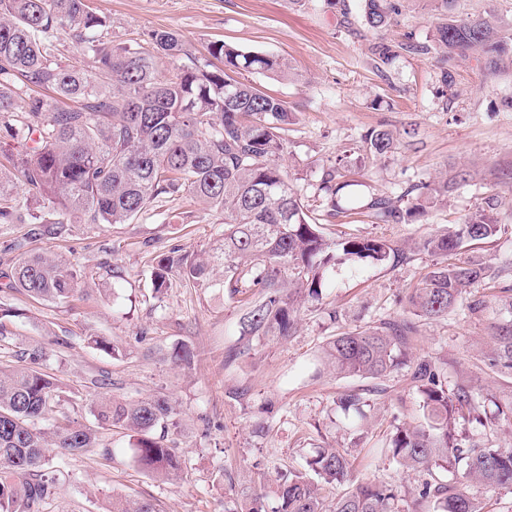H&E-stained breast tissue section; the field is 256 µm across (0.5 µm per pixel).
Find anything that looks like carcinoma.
Returning a JSON list of instances; mask_svg holds the SVG:
<instances>
[{
  "instance_id": "obj_1",
  "label": "carcinoma",
  "mask_w": 512,
  "mask_h": 512,
  "mask_svg": "<svg viewBox=\"0 0 512 512\" xmlns=\"http://www.w3.org/2000/svg\"><path fill=\"white\" fill-rule=\"evenodd\" d=\"M363 24L378 32L398 12L395 0H363ZM455 0H443L448 19L436 27V42L448 56L478 55L490 70L512 64V32H504L483 16L457 18ZM106 23L91 13L86 0H0V129L25 144L14 171L0 170V224H55L64 232L72 220L87 224H126L162 195H186L224 216V242L218 255H164L152 271V286L168 287L177 268L185 280L204 286L212 261L224 262V287L231 294L252 289L241 321L245 336L293 335L298 298L317 299L325 275L336 266V250L360 260L385 262L398 256L382 239L354 238L336 248L312 222L297 190L279 163L282 131L290 111L286 102L233 74L288 75L286 64L265 53L243 51L224 41L208 45L210 58L181 62L183 47L172 31L152 30L148 47L114 45ZM70 33L80 45L84 67L57 62L53 38ZM224 68H214L211 59ZM171 68L168 76L162 67ZM52 89L61 99L78 100L76 109L16 90L29 86ZM365 149L376 157L392 151V134L373 129ZM343 185L329 172L321 190L332 211L342 212L336 195ZM377 224H399L426 216L420 200L376 197L366 204ZM498 197L483 205L451 231L432 235L421 250L438 257L408 299L410 315L446 317L480 282L495 281L499 271L480 261L453 262L465 245L498 232ZM3 288H17L35 299L66 302L78 291L79 278L67 263L33 253L7 276ZM415 323L383 321L352 328L333 337L325 361L338 374L384 377L408 367L421 396L423 421L398 425L387 446L366 449L373 459L386 454L411 471L424 474L413 490L415 501L433 512H484L467 486L512 488V448H490L459 438L458 420L482 422L485 398L471 386L448 388L436 364H411L408 350ZM488 365L512 379V319L493 327ZM47 353L36 344L23 352L26 365L0 370V512H39L55 490L48 451L71 455L95 447L89 427L74 420L53 426L50 435L37 427L61 405L56 380L42 371ZM336 404L361 411V394L340 395ZM90 412L102 425H119L136 436L134 458L162 478H181L185 461L167 444L176 415L165 395L136 402L99 395ZM307 471L275 473L269 491L224 512H405L398 488L353 479L346 448L325 447L306 462ZM455 476L450 483L441 477ZM341 489L334 506H326L322 490ZM108 512H155L148 501H112Z\"/></svg>"
}]
</instances>
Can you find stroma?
<instances>
[{
  "instance_id": "obj_1",
  "label": "stroma",
  "mask_w": 512,
  "mask_h": 512,
  "mask_svg": "<svg viewBox=\"0 0 512 512\" xmlns=\"http://www.w3.org/2000/svg\"><path fill=\"white\" fill-rule=\"evenodd\" d=\"M105 20L116 44H132L154 29L179 34L188 57L203 58L210 42L270 53L288 65V76L250 73L246 79L284 100L293 115L286 127L282 167L308 214L331 242L350 237L383 239L407 250L403 261L383 263L339 256L319 299H306L294 336H242L245 311L224 286L216 266L206 286L172 272L155 293L151 273L171 249L197 254L218 245L220 215L184 196L162 197L126 224H72L58 235L49 224H0V277L25 254L44 251L79 274V291L66 303L36 301L0 288V309H16L0 341V366L45 344L44 371L56 378L65 416L93 428L94 448L54 454L63 471L41 512H107L112 498L149 501L156 512H224L259 490L275 468H302L321 446L358 454L384 440L399 424L421 419L420 396L406 370L384 379L340 377L324 364L323 344L347 329L407 317V299L436 258L414 251V242L461 223L498 196V234L468 250L494 266L512 260V70L489 75L475 58L449 57L435 41L447 13L441 0H399V12L381 31H367L361 0H87ZM399 45L389 63L368 51L375 38ZM452 85H445L443 74ZM395 136L386 157L367 153L371 129ZM341 171L360 199L397 198L412 185L435 184L458 170L468 184L447 198L429 199L424 218L377 224L367 214L329 215L318 194L326 172ZM512 273L473 297L483 314L458 304L448 317L423 320L411 354L435 361L449 383L468 381L504 400L512 386L486 367L490 325ZM118 343L119 356L95 348L90 337ZM189 344L191 364L172 360ZM127 400L164 393L174 401L176 424L168 444L185 459L186 478L166 480L134 460L130 433L98 426L90 412L102 384ZM246 400L233 397L236 388ZM355 391L369 400L367 420L337 411L336 397Z\"/></svg>"
}]
</instances>
